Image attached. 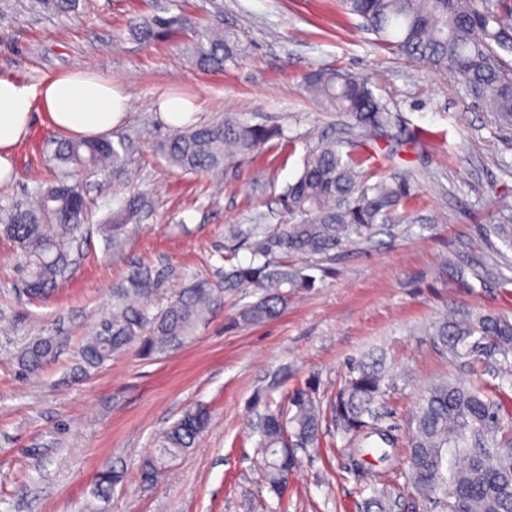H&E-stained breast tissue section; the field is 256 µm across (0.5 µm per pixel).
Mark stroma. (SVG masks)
Instances as JSON below:
<instances>
[{"label":"stroma","mask_w":512,"mask_h":512,"mask_svg":"<svg viewBox=\"0 0 512 512\" xmlns=\"http://www.w3.org/2000/svg\"><path fill=\"white\" fill-rule=\"evenodd\" d=\"M248 37L249 55L221 71L191 65L183 39L140 43L126 32L134 16L164 10L201 20L215 10ZM87 68L112 78L130 110L111 140L137 141L124 165L72 172L90 209L79 256L50 301L29 300L20 282L22 256L0 236V512H366L364 489L382 466L358 462L356 441L334 423L320 448H299L283 498L260 485L255 467L259 404L315 382L321 400L343 385L350 363L385 358L383 426L405 441L419 394L442 377L464 375L512 411L494 359L459 370L424 336L443 312L484 309L512 318V270L501 267L491 225L512 217V130L473 107L456 77L409 63L380 48L360 18L336 0H86L80 17L23 15L0 24V76L35 86ZM337 69L367 81L400 119L396 153L374 145L385 167L413 172L414 204L372 242L357 245L316 272L274 320H238L249 291L226 295L223 308L175 349L149 357L128 352L103 367L86 366L78 348L92 322L112 309V290L137 267L151 270L156 299L166 303L194 277L222 282L224 227L277 224L279 198L311 147L342 143L359 153L350 120L316 105L304 77ZM175 92L195 102L197 120L236 116L278 126L285 138L218 176L168 166L155 150L170 132L158 102ZM36 113L16 149V177L0 186V205L25 199L58 169L55 137ZM149 205L118 240L101 226L124 198ZM473 267L458 279L448 258ZM68 343L38 374L21 371L17 353L36 336ZM211 420L168 479L141 483L139 466L162 434L196 404ZM124 473L105 498L92 499L97 473Z\"/></svg>","instance_id":"obj_1"}]
</instances>
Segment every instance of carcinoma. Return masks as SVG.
Here are the masks:
<instances>
[{
  "mask_svg": "<svg viewBox=\"0 0 512 512\" xmlns=\"http://www.w3.org/2000/svg\"><path fill=\"white\" fill-rule=\"evenodd\" d=\"M83 0H3L5 9L80 14ZM342 10L359 17L385 47L409 61L446 71L457 78L465 96L493 113L495 122L512 127V0H340ZM194 32L187 46L191 61L203 70H224L246 57L247 39L220 12L203 21L182 15H153L129 21V35L143 43L167 40L185 28ZM311 97L327 109L343 112L361 141L388 138L396 117L388 103L363 81L338 70H320L305 81ZM283 139L281 130L226 117L210 123L175 127L160 151L171 166L189 173H218ZM133 150V142L108 139H63L53 160L61 168L94 173L115 167ZM372 155L342 154L336 144H318L306 154L297 180L282 196L286 224H229L224 228V287L198 279L161 307H153L151 272L134 270L115 289L112 313L102 317L80 348L91 367L134 349L141 355L165 352L195 335L224 295L249 290L256 300L243 306L240 320L257 324L275 319L292 295L314 286L307 260L332 259L346 248L367 241L398 215L418 194L412 174L379 170ZM139 201L130 199L107 219L104 231L117 237L137 218ZM88 219L83 189L62 174L39 186L34 199L0 207V233L22 251L20 269L26 293L46 299L58 287L70 263V251ZM250 253L236 260L240 248ZM426 335L453 362L472 364L487 353H512V322L489 312H454L433 322ZM62 336H38L18 353L28 373L39 371L64 345ZM386 374L376 362L350 366L349 378L325 412L306 382L284 396V406L262 415L255 429L262 482L280 497L295 465L291 448H314L322 423L331 419L345 435L385 444L378 462L392 464L394 439L380 426L376 405ZM504 405L479 386L461 379L431 384L419 399L414 429L406 447L402 476L408 489L443 512H512L511 443L503 431ZM209 421L206 407L187 410L162 435L158 448L139 470L152 485L189 453ZM121 472L102 470L91 496L104 497L122 481ZM368 512H391L392 500L381 481L371 485Z\"/></svg>",
  "mask_w": 512,
  "mask_h": 512,
  "instance_id": "carcinoma-1",
  "label": "carcinoma"
}]
</instances>
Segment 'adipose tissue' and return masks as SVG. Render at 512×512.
<instances>
[{
	"label": "adipose tissue",
	"mask_w": 512,
	"mask_h": 512,
	"mask_svg": "<svg viewBox=\"0 0 512 512\" xmlns=\"http://www.w3.org/2000/svg\"><path fill=\"white\" fill-rule=\"evenodd\" d=\"M129 105L121 85L89 69L36 86L0 77V185L15 177V149L34 112H47L56 130L78 138L110 132L125 118Z\"/></svg>",
	"instance_id": "obj_1"
}]
</instances>
